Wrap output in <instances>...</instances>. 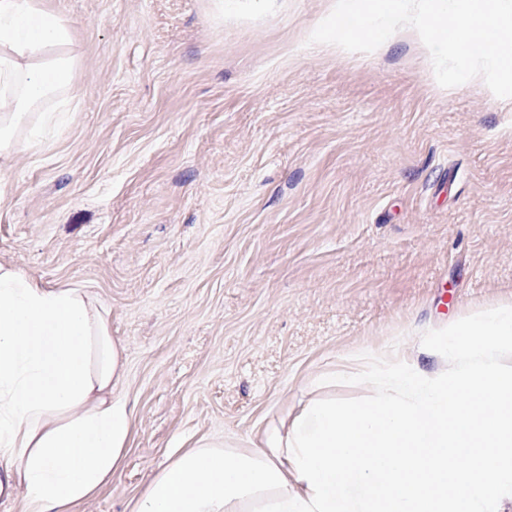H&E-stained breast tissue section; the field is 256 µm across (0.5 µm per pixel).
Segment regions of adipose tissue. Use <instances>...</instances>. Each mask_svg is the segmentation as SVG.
Returning a JSON list of instances; mask_svg holds the SVG:
<instances>
[{
  "mask_svg": "<svg viewBox=\"0 0 512 512\" xmlns=\"http://www.w3.org/2000/svg\"><path fill=\"white\" fill-rule=\"evenodd\" d=\"M73 25L41 0H0V159L33 111L65 93ZM512 305L428 336L422 353L457 361L430 376L419 360L373 356L375 395L314 402L252 450L201 443L151 480L133 512H493L512 498ZM124 350L106 314L76 288H46L0 265V497L29 512H71L124 462L132 429L112 396ZM469 459L457 467V454ZM496 481H489V473Z\"/></svg>",
  "mask_w": 512,
  "mask_h": 512,
  "instance_id": "1",
  "label": "adipose tissue"
}]
</instances>
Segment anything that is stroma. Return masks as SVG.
<instances>
[{"instance_id": "stroma-1", "label": "stroma", "mask_w": 512, "mask_h": 512, "mask_svg": "<svg viewBox=\"0 0 512 512\" xmlns=\"http://www.w3.org/2000/svg\"><path fill=\"white\" fill-rule=\"evenodd\" d=\"M42 2L76 65L62 123L0 166V264L106 311L133 421L76 512L360 403L369 353L512 304V101L438 92L407 30L340 54L308 42L336 0Z\"/></svg>"}]
</instances>
